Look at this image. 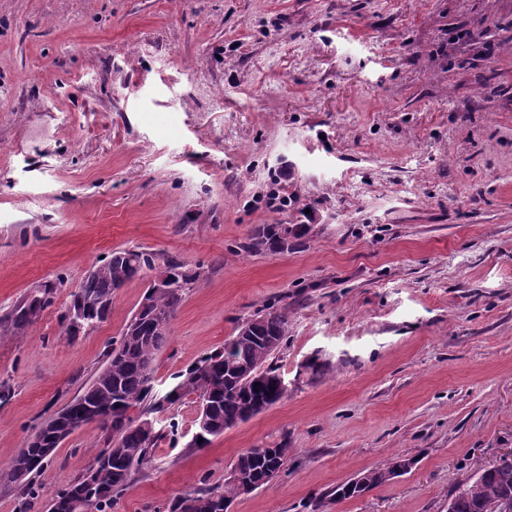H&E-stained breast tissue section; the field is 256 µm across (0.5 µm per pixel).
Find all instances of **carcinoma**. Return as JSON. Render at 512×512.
<instances>
[{
	"label": "carcinoma",
	"instance_id": "1",
	"mask_svg": "<svg viewBox=\"0 0 512 512\" xmlns=\"http://www.w3.org/2000/svg\"><path fill=\"white\" fill-rule=\"evenodd\" d=\"M245 250L251 254L272 253L275 250L273 227L255 226ZM156 256L139 250H118L96 265L72 295L70 306L83 305L89 311V328L80 331L69 314L61 317L63 332L71 339L87 335L106 318L112 306V294L144 271L169 272L177 287L157 290L149 288L136 311V322L125 325L118 341L110 344L103 355L98 373L90 384L62 411L76 422L74 430L85 424L83 415L90 409L98 411L96 424L107 435L108 448L104 462L94 460L95 484L87 487L75 480L57 492L50 500L48 512H69L67 505L84 498L90 512H106L113 498L130 481L133 470L149 464L153 450L162 439L149 415L172 408L183 399L202 391L201 407L211 426L203 433V442L194 437L191 446L204 448L210 439L224 434L238 423L246 421L275 405L288 391L279 368L270 362L272 356L288 339V317L276 310L257 311L239 327L237 333L216 350L187 370L184 378L170 391L160 396L154 392V361L167 341L169 330L155 325L161 318L173 319L186 295L198 278L195 268L168 259L156 266ZM52 289L35 288L20 298L13 308L0 318V335L16 333L33 325L35 319L51 304ZM288 444L280 442L268 448H251L241 454L233 468L250 476L253 489L266 485L268 471L281 468L288 460ZM42 448L27 438L0 482L17 484L22 493L36 495L31 475L41 468ZM413 458L397 457L382 467L360 473L361 487L349 488L343 482L310 500L311 512L328 507L333 502L354 498L363 492L388 482L394 469L413 468ZM243 495L233 481L222 486L203 487L174 499L168 512H219L220 505L230 506L234 498ZM452 512H512V465L487 472L479 468L476 477L456 486L450 494Z\"/></svg>",
	"mask_w": 512,
	"mask_h": 512
}]
</instances>
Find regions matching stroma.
<instances>
[{"mask_svg": "<svg viewBox=\"0 0 512 512\" xmlns=\"http://www.w3.org/2000/svg\"><path fill=\"white\" fill-rule=\"evenodd\" d=\"M297 207L302 246L243 251ZM123 249L205 270L157 393L271 306L288 317L273 357L288 394L201 450L194 397L154 414L179 434L109 512H165L281 441L276 481L230 512H310L397 456L411 472L327 512H448L455 485L512 451V0H0V316L55 285L0 340V465L135 313L145 276L91 334L60 323ZM106 446L97 425L76 431L38 499L0 486V512H47ZM34 288L20 298L13 308L0 318V335L16 333L33 325L35 319L51 304L52 288Z\"/></svg>", "mask_w": 512, "mask_h": 512, "instance_id": "stroma-1", "label": "stroma"}]
</instances>
